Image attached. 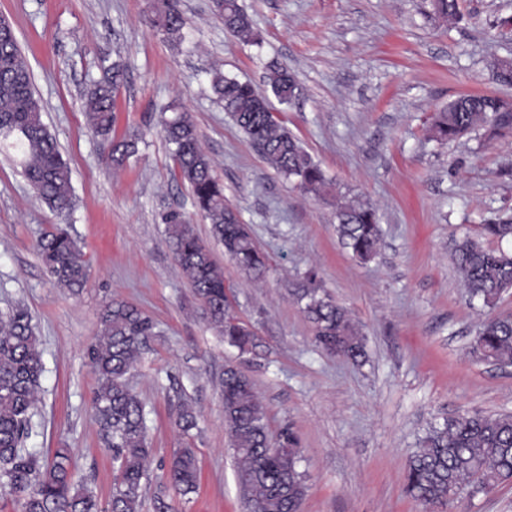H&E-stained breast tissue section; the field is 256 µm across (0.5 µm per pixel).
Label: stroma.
Here are the masks:
<instances>
[{
	"label": "stroma",
	"instance_id": "35a3bbf8",
	"mask_svg": "<svg viewBox=\"0 0 512 512\" xmlns=\"http://www.w3.org/2000/svg\"><path fill=\"white\" fill-rule=\"evenodd\" d=\"M261 45L228 32L211 0H178L187 41L151 27L153 0H0L33 75L42 119L72 171L75 205L39 201L0 153V315L28 309L44 371L26 447L73 466L100 500L112 494V453L92 416L95 375L86 351L112 300L152 318L157 334L131 378L149 410L151 484L174 454L194 448L196 493L172 494L174 512H248L224 429L226 365L250 377L272 436L290 431L308 492L301 512H423L405 492V464L431 423L463 412L512 414V367L480 362L470 346L489 310L470 299L451 259L455 240L512 216V132L480 129L440 145L429 139L436 112L459 96L512 87L493 76L512 60V41L494 22L512 0H460L459 16H428L423 0H240ZM121 62L114 134L143 135L120 169L93 135L85 93ZM288 67L299 94L274 103L330 185L304 193L270 167L210 90V73L264 87L271 62ZM177 104L197 125L226 202L270 259L266 277L246 276L196 213L160 134ZM369 202L382 239L360 262L336 233V205ZM178 210L224 270L238 315L257 332V352L225 345L201 314L176 265L163 215ZM65 228L89 266L85 288L57 284L37 250ZM357 322L368 360L327 355L294 297L305 272ZM198 421L191 437L175 425L183 405ZM453 512H512V483L463 491Z\"/></svg>",
	"mask_w": 512,
	"mask_h": 512
}]
</instances>
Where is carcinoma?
Masks as SVG:
<instances>
[{
    "instance_id": "cac0c4a2",
    "label": "carcinoma",
    "mask_w": 512,
    "mask_h": 512,
    "mask_svg": "<svg viewBox=\"0 0 512 512\" xmlns=\"http://www.w3.org/2000/svg\"><path fill=\"white\" fill-rule=\"evenodd\" d=\"M430 14L455 18L459 0H429ZM213 12L224 27L245 43H257L253 20L238 0H213ZM150 24L169 42L185 40V21L175 0H157ZM126 72L114 64L106 78L90 87L86 98L92 131L112 140L107 160L120 168L136 152L137 136L111 139L114 97ZM274 96L289 102L297 82L286 67L274 66L267 74ZM210 88L224 111L256 146L266 162L306 193L319 195L326 187L320 166L300 141L273 113L267 96L255 87L216 71ZM42 106L32 91L29 66L17 36L0 20V146L15 151L18 163L37 196L51 209L63 212L73 204L71 169L56 138L41 118ZM163 120L166 140L180 178L192 191L195 209L211 224V232L226 254L249 277L259 280L268 270L267 257L255 244L249 227L237 219L224 200V186L213 173L210 156L201 145L197 126L188 111L173 107ZM479 128L491 134L512 131V103L495 95L468 94L448 103L431 125L432 137L455 140ZM336 232L353 257L372 259L381 241L375 209L367 202L336 205ZM169 243L180 270L188 277L208 323L239 353L259 346L250 327L237 317L225 296L224 271L195 234L190 219L179 211L163 216ZM483 235L512 236V221L500 219L482 225ZM38 249L56 282L79 291L89 273L77 242L63 228L45 233ZM451 259L472 299L493 308L512 289V252L486 247L465 237L455 241ZM298 289L297 302L314 328L324 351L352 364L367 356L366 339L348 312L322 289L317 274L309 271ZM156 335L152 319L137 307L114 300L105 308L96 341L88 356L96 377L93 412L99 435L112 449L118 474L112 495L101 503L85 483L75 478L71 450L55 449L42 463L37 451L24 447L30 417L38 402L43 372L39 341L27 309L18 307L0 317V496L11 497L20 512H140L149 478L152 448L148 437L145 403L130 385L135 365ZM479 361L512 366V314L488 317L470 348ZM224 426L235 456L237 483L252 512H299L307 485L299 470L300 452L292 434L279 441L278 455L268 453L273 440L267 410L254 382L228 365L221 379ZM199 479L192 449L175 453L152 499L153 512H174L169 490L186 496L195 492ZM406 491L433 512H449L463 486L471 493H488L512 481V414L463 413L435 424L421 448L406 465Z\"/></svg>"
}]
</instances>
